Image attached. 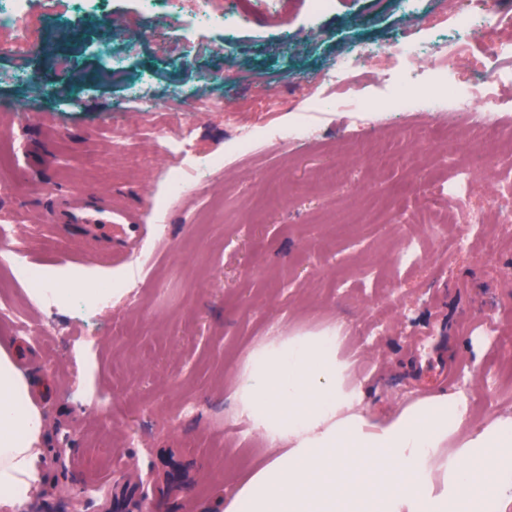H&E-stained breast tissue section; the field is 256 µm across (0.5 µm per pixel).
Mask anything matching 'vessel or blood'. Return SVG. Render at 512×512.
Instances as JSON below:
<instances>
[{
	"label": "vessel or blood",
	"mask_w": 512,
	"mask_h": 512,
	"mask_svg": "<svg viewBox=\"0 0 512 512\" xmlns=\"http://www.w3.org/2000/svg\"><path fill=\"white\" fill-rule=\"evenodd\" d=\"M51 221L73 225L106 241L111 240L113 233L126 235L136 230L133 214L114 210L107 201L92 199L80 191L58 193L51 209Z\"/></svg>",
	"instance_id": "b4317fda"
}]
</instances>
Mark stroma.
I'll return each instance as SVG.
<instances>
[{
  "instance_id": "obj_1",
  "label": "stroma",
  "mask_w": 512,
  "mask_h": 512,
  "mask_svg": "<svg viewBox=\"0 0 512 512\" xmlns=\"http://www.w3.org/2000/svg\"><path fill=\"white\" fill-rule=\"evenodd\" d=\"M224 5L242 16L239 29L204 31L181 50V24L153 36L136 0H109L115 49L145 34L127 75L109 82L97 76L92 40L103 19L76 14L70 0L36 8L28 41L0 50V225H13L36 268L101 267L126 288L105 309L38 307L0 262V310L10 314L0 342H14L18 324L40 323L25 370L52 387L38 403L51 445L45 480L23 512H110L119 496L149 512H213L269 454L237 415L233 376L274 336L343 325L355 403L375 421L431 394H462L473 409L430 460L435 491L468 455L474 429L512 417V231L419 224L422 260L394 257L400 225L453 175L450 127L465 128L458 148L477 162L472 205L490 207L494 186L512 191V154L502 151L512 112L490 130L426 98L417 111L367 119L332 97L312 103L311 81L344 46L402 33L398 0H335L318 16L311 0ZM278 33L288 45L272 62ZM62 57L73 66H58ZM21 66L76 98L74 108L58 111L15 82ZM137 74L152 78L153 109L132 126L122 102ZM285 125L313 136L275 143L271 131ZM186 126L197 151L224 164L186 171L188 190L169 201L163 224L160 137ZM240 126L260 135L246 155L236 150ZM383 144L411 147L410 160L362 159ZM47 181L139 212L137 235L106 243L66 224L43 231Z\"/></svg>"
}]
</instances>
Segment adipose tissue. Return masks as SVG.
Returning <instances> with one entry per match:
<instances>
[{"label":"adipose tissue","mask_w":512,"mask_h":512,"mask_svg":"<svg viewBox=\"0 0 512 512\" xmlns=\"http://www.w3.org/2000/svg\"><path fill=\"white\" fill-rule=\"evenodd\" d=\"M15 349L0 347V512H21L43 482L48 437ZM349 365L334 336L276 337L235 375L240 415L274 451L217 512H465L485 496L512 503V417L474 433L457 491L434 493L426 462L464 422L457 399L439 394L395 418L355 410ZM493 467H484L485 458Z\"/></svg>","instance_id":"ef3b65f1"}]
</instances>
